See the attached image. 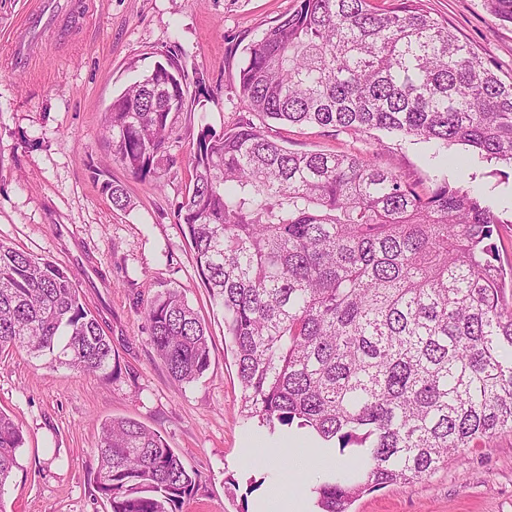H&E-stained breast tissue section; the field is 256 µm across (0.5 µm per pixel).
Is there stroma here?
<instances>
[{"mask_svg":"<svg viewBox=\"0 0 512 512\" xmlns=\"http://www.w3.org/2000/svg\"><path fill=\"white\" fill-rule=\"evenodd\" d=\"M37 0H0V241L72 270L87 307L112 339L118 372L105 379L53 366L15 350L0 353V411L19 424L18 468L0 493L5 512H109L89 461L99 428L129 417L159 432L197 474L200 488L182 512H255L268 488L288 481L285 448L318 445L315 435L258 427L240 412L241 389L224 339V312L211 301L177 220L201 124L224 131L247 115L238 96L245 48L292 11L296 0H52L54 17L26 66L12 40ZM460 37L512 78V23L482 0H426ZM177 46L188 74L212 95L194 112L170 115L169 152L152 176L112 160L104 136L113 97ZM291 150L375 156L382 168L430 187L447 175L478 189L505 218L498 246L512 261V167L459 145L447 163L431 144L381 131L335 133L268 123ZM125 185L128 208L112 207L103 180ZM182 291L211 336L210 365L192 383L175 381L153 349L147 302ZM352 512H512V434L452 455L431 477L360 497Z\"/></svg>","mask_w":512,"mask_h":512,"instance_id":"stroma-1","label":"stroma"}]
</instances>
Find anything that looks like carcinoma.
Segmentation results:
<instances>
[{
  "label": "carcinoma",
  "instance_id": "cac0c4a2",
  "mask_svg": "<svg viewBox=\"0 0 512 512\" xmlns=\"http://www.w3.org/2000/svg\"><path fill=\"white\" fill-rule=\"evenodd\" d=\"M512 23V0H483ZM106 110L112 152L144 178L167 156L169 115L195 93L177 50ZM238 95L262 119L336 132L398 133L460 144L512 165V81L431 14L424 0H296L246 48ZM193 187L177 210L198 276L224 311L241 412L273 434L296 427L329 448H360L347 474L313 488L318 512L407 487L448 457L512 433V264L502 224L475 190L446 176L419 189L358 153L293 152L247 118L204 124ZM118 209L125 188L102 186ZM170 376L200 378L205 324L176 289L145 308ZM109 378L111 340L71 273L0 241V350ZM24 444L0 411V495ZM93 462L111 512H182L198 475L137 421L101 425Z\"/></svg>",
  "mask_w": 512,
  "mask_h": 512
}]
</instances>
